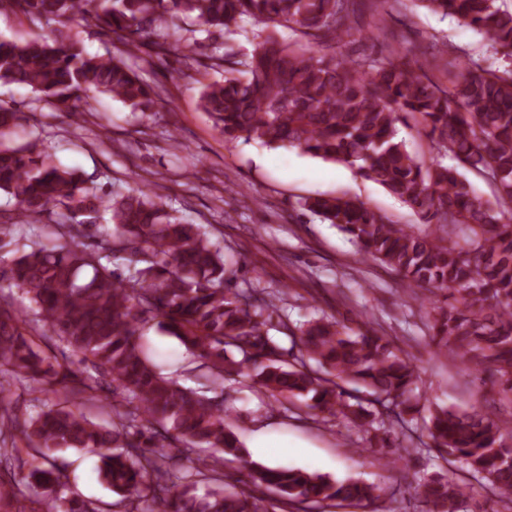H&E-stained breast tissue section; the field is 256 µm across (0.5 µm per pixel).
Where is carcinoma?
<instances>
[{
  "label": "carcinoma",
  "mask_w": 512,
  "mask_h": 512,
  "mask_svg": "<svg viewBox=\"0 0 512 512\" xmlns=\"http://www.w3.org/2000/svg\"><path fill=\"white\" fill-rule=\"evenodd\" d=\"M432 13L453 16L486 46L512 56V11L500 0H418ZM362 0H0L8 11L50 28L24 42L0 40V82L28 87L34 109L89 111L90 94H109L141 113L162 90L144 64L183 49L188 70L224 77L202 86L200 106L226 139L297 148L354 168L407 204L427 225L413 231L392 224L364 202L342 196L308 197L302 209L336 226L359 252L395 272L408 289L449 300L433 308L437 347L459 357L470 373L489 374L498 392L512 395V66L487 71L474 61L445 90L426 74L393 59H336L320 46L351 35ZM190 19L195 25H180ZM250 19L300 32L306 45L268 34L241 57L233 27ZM80 20L112 34L115 50L90 53L72 34ZM197 32L206 33L198 38ZM216 32L224 43H210ZM24 112L0 102V191L15 200L0 209V241L15 246L9 277L32 314L0 296V380L55 396L24 425L9 415L12 398L0 387V440L20 433L29 459L50 460L65 449L100 457L101 482L122 496L124 512H300L304 503L373 504L379 487L332 481L300 469L255 467L237 485L224 462L243 448L227 425L224 400L186 389L147 356L142 331L152 320L176 337L207 369L210 390L236 375L280 404L307 398V412L345 419L359 431L391 436L421 412L415 394L420 371L409 356L367 322L354 329L332 318L299 326L281 346L273 323L282 290L228 288L220 245L195 224L172 214L150 190L99 194L74 170L56 164L36 145H12ZM412 120L430 139V157L410 152L396 123ZM449 156L457 164L442 159ZM495 187L479 196L460 169ZM112 228L95 247L84 239L104 213ZM52 224L47 241L12 238V226ZM62 347L61 361L27 330ZM118 396L110 419L99 421L102 380ZM344 383L360 385L351 399ZM427 432L447 463L468 467L497 501L512 503V429L490 408H439ZM20 449L0 447V512H103L69 491L55 464L29 477L53 487L35 508L13 498L28 465ZM426 512H466V483L450 476L423 478L414 487Z\"/></svg>",
  "instance_id": "1"
}]
</instances>
